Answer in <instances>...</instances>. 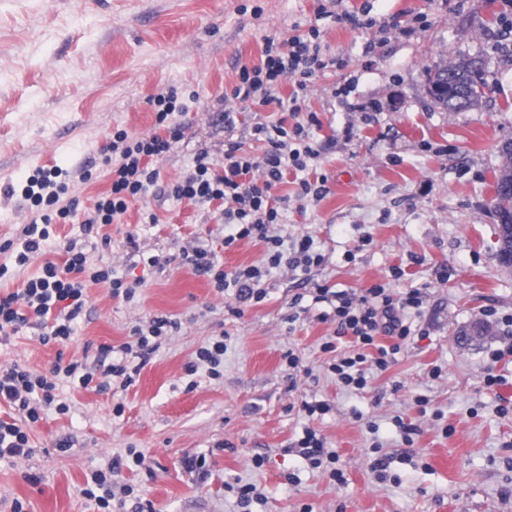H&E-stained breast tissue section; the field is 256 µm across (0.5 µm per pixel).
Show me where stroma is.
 I'll return each instance as SVG.
<instances>
[{
  "mask_svg": "<svg viewBox=\"0 0 512 512\" xmlns=\"http://www.w3.org/2000/svg\"><path fill=\"white\" fill-rule=\"evenodd\" d=\"M321 4L0 0V244L32 216L20 191L35 171L68 172L71 190L91 203L110 187L104 156L113 130L150 133L148 99L160 91L177 90L184 104L182 140L155 160L157 185L122 223L98 235L55 225L43 252L21 266L0 253L5 292L45 261L63 262L66 244L138 284L129 302L91 286L67 346L42 344L41 328L29 325L0 343L2 367L45 371L61 357L98 373L112 362L100 346L129 342L136 322L162 314L180 323L130 387L101 392L58 381L66 412L28 425L27 458L0 461V512L18 501L23 512H102L93 476L131 448L145 463L119 472L112 512H140L143 503L152 512H512V271L495 257L492 208L498 146L512 136V0H339L331 16ZM313 26L340 65L304 98V111L320 120L310 129L318 156L279 186L288 207L272 232L288 243L312 239L323 261L271 270L266 299L234 316L182 254L203 246L230 270L259 262L263 245L225 250L228 229L211 209L175 200L168 187L192 173L199 150L222 160L225 140L263 154L251 128L282 112L243 108L225 126L224 90L241 66L259 63L266 37ZM476 55L487 62L485 97L461 112L435 106L428 69ZM84 169L91 181H81ZM323 174L324 198L295 195L297 181ZM149 212L158 223H146ZM149 256L159 257L157 267L144 265ZM318 284L421 295L420 307L403 313L411 334L395 362L364 390L342 387L328 370L353 345L324 319ZM474 321L490 323L493 335L461 340ZM218 335L224 374L211 379L191 365ZM289 350L298 371L282 362ZM489 373L503 384L485 387ZM306 400L331 411L306 417ZM307 427L337 452L346 484L292 451ZM202 455L207 468H189ZM378 457L389 464L383 480L372 470ZM237 483L255 485L261 500L241 508Z\"/></svg>",
  "mask_w": 512,
  "mask_h": 512,
  "instance_id": "stroma-1",
  "label": "stroma"
}]
</instances>
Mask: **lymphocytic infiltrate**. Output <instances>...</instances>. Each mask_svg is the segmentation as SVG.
I'll use <instances>...</instances> for the list:
<instances>
[{"instance_id":"f902f5d3","label":"lymphocytic infiltrate","mask_w":512,"mask_h":512,"mask_svg":"<svg viewBox=\"0 0 512 512\" xmlns=\"http://www.w3.org/2000/svg\"><path fill=\"white\" fill-rule=\"evenodd\" d=\"M335 65V58L323 51L318 29L285 41L267 39L261 63L241 68L237 82L225 92L224 101L229 108L224 112V119L232 121L231 107L238 103L286 110L295 117V124L289 127L281 121L256 123L253 138L264 143L262 156L248 152L243 142L230 140L224 144L222 166H215L207 153H200L193 173L169 186V193L176 200L196 206L215 205L217 222L233 228L232 233L224 237L225 248H234L242 241L263 244L264 258L260 263L230 271L224 270L211 250L195 247L183 255L184 264L193 274L209 278L219 292H232L238 302H262L270 270H294L321 261L310 239H301L296 248L289 250L283 238L270 234L269 228L279 223L286 202L285 197L275 193L285 171L305 170L309 160L317 155L308 141L307 131L308 125L316 124V115H309L304 124L298 120L303 98L313 79ZM286 81L295 86L288 98L279 94L280 86ZM149 104L155 116L153 134L134 137L123 129L113 132L105 157L111 186L92 210H85L80 197L69 194L67 185L58 182L55 174L45 173L29 179L22 196L34 206L35 215L24 225L17 242L8 241L0 246L14 251L17 264H25L32 254L42 250L50 237L51 225L70 224L79 218L85 232L89 233L95 226L117 223L129 203L144 198L157 183L159 172L152 162L181 140L182 125L176 115L183 107L172 90L151 96ZM100 283L110 288L113 297L129 300L135 295L134 285L113 277L111 267H89L83 252L67 247L63 263L47 261L40 275L29 280L25 288L0 293V340H8L25 325L34 323L44 329L42 343L68 344L88 299V285ZM318 293L329 302L342 333L352 334L356 346L354 353L334 360L329 370L345 388L364 389L370 370L365 366L369 361L366 348L377 351L373 367L387 370L400 350L399 340L409 334L402 313L406 308L419 306L420 298L410 293L397 300L380 285L367 289L360 296L325 286L319 287ZM178 327V322L170 317H152L148 324L133 327L134 341L122 346L121 351L147 362L158 350L162 336ZM383 336L394 338V345L380 344ZM116 377L122 378L124 385L132 384L128 363L114 364L98 376L75 361H56L46 373L18 364L0 367V402L7 403L20 416L16 422L0 419V459L27 457L32 448L26 424L38 422L47 409L64 411V404L56 399L59 379L105 391Z\"/></svg>"}]
</instances>
